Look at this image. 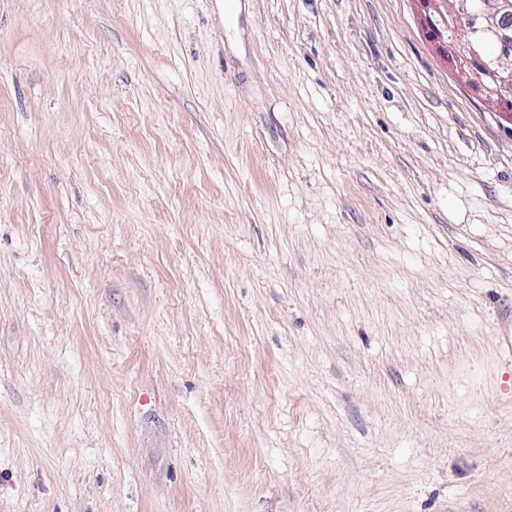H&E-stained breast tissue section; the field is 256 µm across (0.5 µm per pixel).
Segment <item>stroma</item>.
I'll list each match as a JSON object with an SVG mask.
<instances>
[{
	"label": "stroma",
	"instance_id": "obj_1",
	"mask_svg": "<svg viewBox=\"0 0 512 512\" xmlns=\"http://www.w3.org/2000/svg\"><path fill=\"white\" fill-rule=\"evenodd\" d=\"M507 336L413 0H0V512H512Z\"/></svg>",
	"mask_w": 512,
	"mask_h": 512
}]
</instances>
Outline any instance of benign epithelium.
Instances as JSON below:
<instances>
[{
	"mask_svg": "<svg viewBox=\"0 0 512 512\" xmlns=\"http://www.w3.org/2000/svg\"><path fill=\"white\" fill-rule=\"evenodd\" d=\"M423 23L429 25L441 56L450 61L456 79L469 86H479L486 96L496 101L512 94V66L506 60L512 56V32L500 27L497 16L512 13V0H487L478 9L479 22L461 28L462 18L474 5L469 0H414ZM462 29V35L452 42L445 41L448 26ZM491 42L498 52L483 53L482 47Z\"/></svg>",
	"mask_w": 512,
	"mask_h": 512,
	"instance_id": "benign-epithelium-1",
	"label": "benign epithelium"
}]
</instances>
